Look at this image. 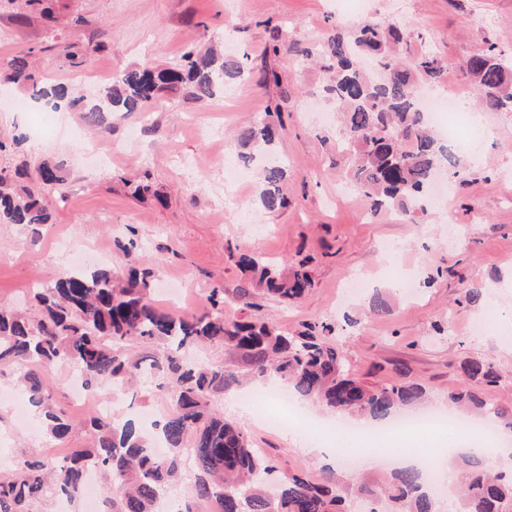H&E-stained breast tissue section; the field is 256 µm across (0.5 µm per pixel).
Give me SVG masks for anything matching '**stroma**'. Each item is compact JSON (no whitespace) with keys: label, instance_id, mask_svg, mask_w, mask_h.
Here are the masks:
<instances>
[{"label":"stroma","instance_id":"1","mask_svg":"<svg viewBox=\"0 0 512 512\" xmlns=\"http://www.w3.org/2000/svg\"><path fill=\"white\" fill-rule=\"evenodd\" d=\"M362 18L410 26L413 51L433 52L451 68L449 81L466 92L473 112L477 95L463 63L491 45L512 53V0H357L353 6L347 0H0V70L25 56L38 76L84 82L90 97L97 94V75L172 66L191 45L224 46L249 70L231 94L161 97L144 129L134 112L106 114L95 126L83 112L61 109L53 118L56 131L45 133L39 126L44 112L28 89L0 91V177L45 162L59 165L62 177L55 189L40 191L51 218L39 237L0 224V307L27 306L30 288L70 271L55 249L57 235L111 247L116 271L125 263L123 245L132 243L154 275V288L169 280L202 298L221 288L226 317L244 319L257 310L290 335L308 325L334 326L352 373L369 386L413 383L430 404L445 407L452 393L469 387L484 400L512 403V207L504 202L512 195V112H482L490 134L478 154H467L465 179H450L446 206L393 222L369 215L360 195L337 200L349 162L335 123L315 119L327 107L320 92L326 73L322 61L306 53L321 51L334 32L353 34ZM275 39L280 54L265 57ZM72 51L85 55L86 64L71 66L66 55ZM279 101L285 110L274 153L288 168V203L269 213L258 204L259 180L239 187L237 156L243 133ZM193 118L200 130L185 128ZM143 183L150 190L141 195L136 188ZM244 249L282 269L306 261L310 292L288 308L263 296L249 305L236 300L244 278L236 255ZM353 274L369 279L388 310L364 316L363 299L340 301ZM404 277L416 278L414 296L397 288ZM470 288L488 291V303H466ZM354 314L358 325H347L346 316ZM487 315L493 329L472 332V321ZM451 321L452 332L446 329ZM438 324L444 334L435 333ZM470 359L494 363L497 383L471 385L463 370ZM49 383L56 409L76 429L64 443L48 437L35 416L30 429L15 428L14 404L27 396L11 371L0 373V479L12 477L28 451L47 455L90 442L88 415L74 406L67 368H56ZM261 383L244 375L217 407L249 431L255 447L274 455L282 471L321 479L324 463L304 452L297 432L266 428L259 410L238 404L237 394ZM121 400L118 414L136 422L142 412L161 417L170 410L165 390L152 383Z\"/></svg>","mask_w":512,"mask_h":512}]
</instances>
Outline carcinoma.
Listing matches in <instances>:
<instances>
[{"mask_svg":"<svg viewBox=\"0 0 512 512\" xmlns=\"http://www.w3.org/2000/svg\"><path fill=\"white\" fill-rule=\"evenodd\" d=\"M409 38L411 31L404 26L365 21L350 36H330L323 51L330 77L322 91L345 113L350 180L373 200L376 214L392 209L405 215L424 213L436 171L445 165L457 177L464 170L457 152L433 135L414 96L415 86L440 77L444 66L431 52L405 61L394 45ZM465 69L483 109L512 112V60L490 47L472 54ZM246 73L239 59L212 50L202 53L192 46L172 68L144 65L121 70L98 102L73 86L37 82L24 58L0 72V84L29 83L30 98L50 102L55 109L62 103L76 107L83 102L87 118L99 124L106 112H146L161 93L183 87L198 99L215 97ZM281 112L279 103L267 108L265 118L242 140L240 158L271 154ZM260 170V205L275 212L287 203L284 167L268 161ZM37 177L46 187L61 182L57 168L47 163L38 167ZM48 222L46 207L30 191L18 192L0 179L1 224L22 225L36 238ZM237 265L247 273L237 293L244 302L261 291L279 304H294L312 287L307 271H279L258 254H239ZM152 277L129 251L120 276L110 265H98L30 289L37 307L33 318L0 308V366L12 368L53 439L63 440L72 431L51 401L48 377L59 366L71 369L92 392L103 384L125 390L141 381V366L147 364L150 378L161 380L171 399L170 413L155 424V437L165 442L167 454H155L152 438L132 421L102 415L93 407L88 415L91 446L74 449L60 462L38 452L22 457L16 475L0 480V512H27L26 505L49 490L74 499L81 494L90 460L109 482L102 512H155L154 500L176 487L188 456L197 474L180 512H348L356 497L369 499L368 512L387 507L390 512H442L427 476L414 468L394 469L385 484L361 478L347 483L339 467L318 481L281 471L274 456L253 446L241 425L212 408L216 397L239 383L237 373L222 364L189 361L184 352L194 346L228 347L258 376L273 375L291 385L303 402L375 420L420 404V387L402 381L381 388L363 385L350 375L331 325L286 336L266 317L229 319L224 316L222 288L207 295L204 312L175 313L153 299ZM465 372L473 382L497 378L494 365L482 360L469 361ZM451 399L482 413L492 407L512 429L511 407L494 406L472 392L455 393ZM456 462L465 471L457 512H512L511 467L493 471L477 449Z\"/></svg>","mask_w":512,"mask_h":512,"instance_id":"carcinoma-1","label":"carcinoma"}]
</instances>
